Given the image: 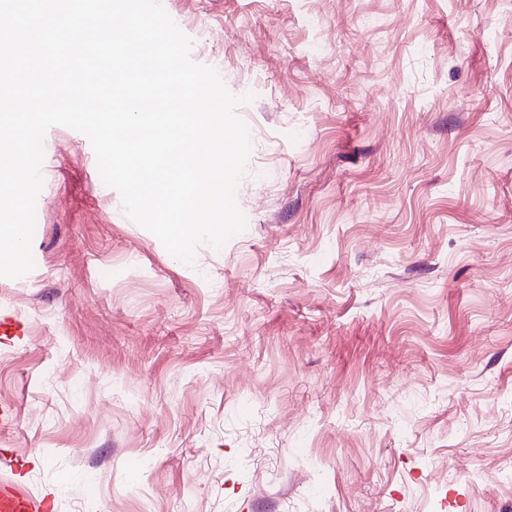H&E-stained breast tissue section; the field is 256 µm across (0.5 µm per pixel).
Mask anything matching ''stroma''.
<instances>
[{
	"label": "stroma",
	"instance_id": "1",
	"mask_svg": "<svg viewBox=\"0 0 512 512\" xmlns=\"http://www.w3.org/2000/svg\"><path fill=\"white\" fill-rule=\"evenodd\" d=\"M234 95L193 263L51 127L0 277V479L50 512H512V0H159Z\"/></svg>",
	"mask_w": 512,
	"mask_h": 512
}]
</instances>
